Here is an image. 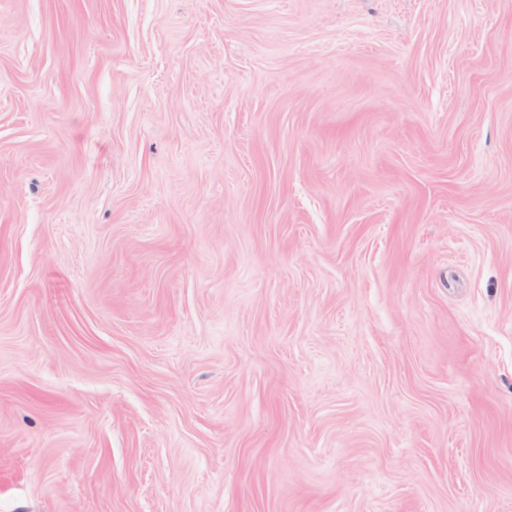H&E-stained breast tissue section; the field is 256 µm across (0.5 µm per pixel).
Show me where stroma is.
<instances>
[{
    "instance_id": "1",
    "label": "stroma",
    "mask_w": 512,
    "mask_h": 512,
    "mask_svg": "<svg viewBox=\"0 0 512 512\" xmlns=\"http://www.w3.org/2000/svg\"><path fill=\"white\" fill-rule=\"evenodd\" d=\"M0 512H512V0H0Z\"/></svg>"
}]
</instances>
